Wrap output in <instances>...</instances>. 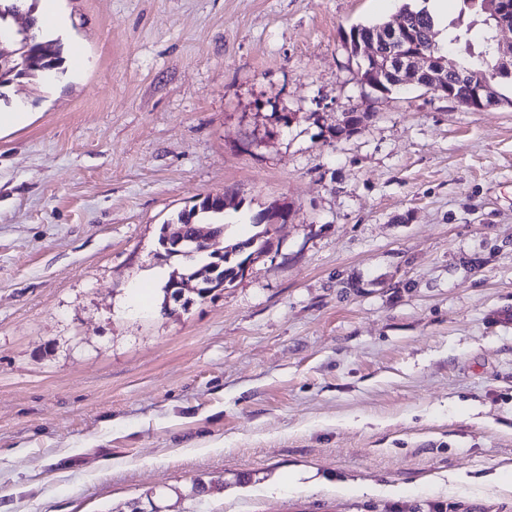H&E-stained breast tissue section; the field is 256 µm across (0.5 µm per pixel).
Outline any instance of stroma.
<instances>
[{"instance_id":"obj_1","label":"stroma","mask_w":512,"mask_h":512,"mask_svg":"<svg viewBox=\"0 0 512 512\" xmlns=\"http://www.w3.org/2000/svg\"><path fill=\"white\" fill-rule=\"evenodd\" d=\"M401 5L56 0L62 73L0 105V512H512L479 482L512 466V84H361L351 28ZM209 194L218 250L291 215L164 317L161 227ZM199 215L201 218L207 219L198 223H209L211 225L218 224L216 227L210 228V236L218 237L224 235V202L219 196H206L199 203Z\"/></svg>"}]
</instances>
